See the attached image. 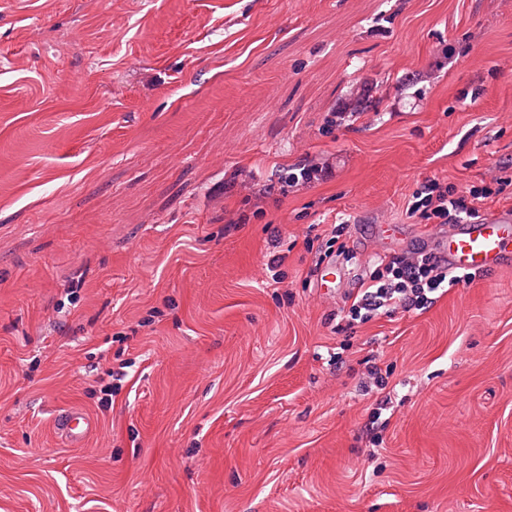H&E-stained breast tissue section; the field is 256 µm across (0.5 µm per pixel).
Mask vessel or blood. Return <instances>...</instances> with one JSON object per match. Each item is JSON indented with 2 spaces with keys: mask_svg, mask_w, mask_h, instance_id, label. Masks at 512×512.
I'll return each mask as SVG.
<instances>
[{
  "mask_svg": "<svg viewBox=\"0 0 512 512\" xmlns=\"http://www.w3.org/2000/svg\"><path fill=\"white\" fill-rule=\"evenodd\" d=\"M433 250L447 262L449 271L458 274L489 272L512 263V210L454 226L434 241ZM93 427L92 418L76 408L56 417V428L70 446L82 445Z\"/></svg>",
  "mask_w": 512,
  "mask_h": 512,
  "instance_id": "vessel-or-blood-1",
  "label": "vessel or blood"
}]
</instances>
